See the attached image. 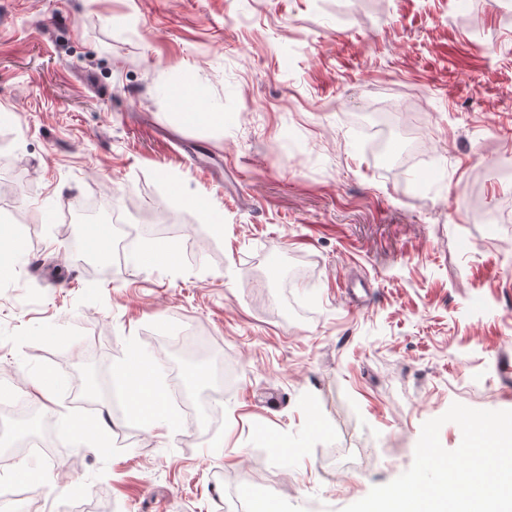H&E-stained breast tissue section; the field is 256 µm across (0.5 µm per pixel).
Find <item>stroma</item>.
I'll list each match as a JSON object with an SVG mask.
<instances>
[{"label": "stroma", "instance_id": "stroma-1", "mask_svg": "<svg viewBox=\"0 0 512 512\" xmlns=\"http://www.w3.org/2000/svg\"><path fill=\"white\" fill-rule=\"evenodd\" d=\"M183 82L223 125L179 123ZM505 154L512 0H0V225L25 244L0 276V406L30 400L56 451L17 453L0 413V488L42 474L26 512H235L237 492L342 512L453 403L512 410ZM88 199L178 215L152 239L174 261L89 250L61 221ZM92 345L116 407L79 442ZM134 352L165 391L174 362L222 383L214 425L131 420Z\"/></svg>", "mask_w": 512, "mask_h": 512}]
</instances>
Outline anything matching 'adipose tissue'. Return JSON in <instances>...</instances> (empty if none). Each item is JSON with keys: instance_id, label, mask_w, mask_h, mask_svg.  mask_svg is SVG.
I'll list each match as a JSON object with an SVG mask.
<instances>
[{"instance_id": "adipose-tissue-1", "label": "adipose tissue", "mask_w": 512, "mask_h": 512, "mask_svg": "<svg viewBox=\"0 0 512 512\" xmlns=\"http://www.w3.org/2000/svg\"><path fill=\"white\" fill-rule=\"evenodd\" d=\"M130 414L145 428L170 424L165 396L153 370L139 359H132L123 375Z\"/></svg>"}]
</instances>
